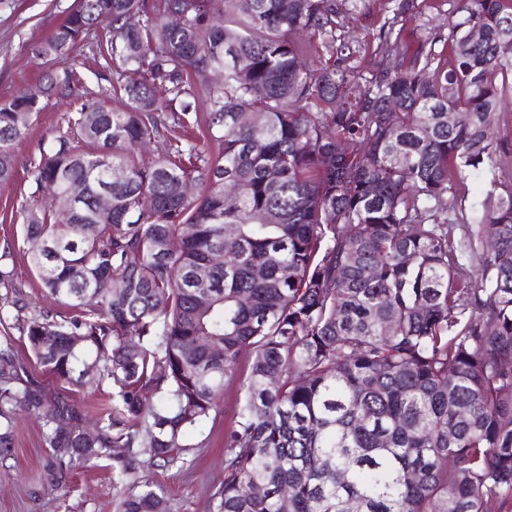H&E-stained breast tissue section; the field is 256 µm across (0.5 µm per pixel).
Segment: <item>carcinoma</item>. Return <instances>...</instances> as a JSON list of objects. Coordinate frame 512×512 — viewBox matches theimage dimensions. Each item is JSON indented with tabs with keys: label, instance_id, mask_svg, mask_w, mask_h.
Returning a JSON list of instances; mask_svg holds the SVG:
<instances>
[{
	"label": "carcinoma",
	"instance_id": "cac0c4a2",
	"mask_svg": "<svg viewBox=\"0 0 512 512\" xmlns=\"http://www.w3.org/2000/svg\"><path fill=\"white\" fill-rule=\"evenodd\" d=\"M363 2L79 0L33 46L49 62L100 27L112 83L90 99L77 68L48 69L41 97L0 100V184L45 103L69 105L21 214L42 287L75 312L21 317L8 244L0 323L58 380L84 383L94 357L112 408L86 433L68 397L20 383L7 336L0 459L23 411L44 421L50 483L108 457L119 512H168L134 475L186 463L187 434L238 377L218 512H512V186L488 182L468 279L448 232L457 184L512 153L494 127L512 0H456L448 34L414 47L398 23L419 4L391 0L365 75L336 38ZM200 124L218 153L188 136Z\"/></svg>",
	"mask_w": 512,
	"mask_h": 512
}]
</instances>
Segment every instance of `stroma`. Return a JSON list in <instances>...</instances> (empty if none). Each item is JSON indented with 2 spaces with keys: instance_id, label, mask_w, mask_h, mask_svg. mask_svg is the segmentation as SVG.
I'll list each match as a JSON object with an SVG mask.
<instances>
[{
  "instance_id": "1",
  "label": "stroma",
  "mask_w": 512,
  "mask_h": 512,
  "mask_svg": "<svg viewBox=\"0 0 512 512\" xmlns=\"http://www.w3.org/2000/svg\"><path fill=\"white\" fill-rule=\"evenodd\" d=\"M76 0H0V99L17 95L36 84L44 66L30 52L74 8ZM388 0H366L365 9L344 20L342 31L354 49V64L368 72L375 62V38L389 15ZM66 104L49 101L33 121L26 136L14 146L17 173L0 186V248L21 238L19 209L32 190L30 161L40 143L50 139ZM19 375L33 387L64 393L90 415L112 405V384L99 378L84 385L57 381L18 342ZM240 396L238 383L227 384L215 413L188 438L187 465L155 468L147 473L154 488L164 492L170 512H216L224 478V433L230 426ZM50 452L38 420L19 418L14 454L0 462V512H117L119 498L113 488L112 461L98 458L72 460L69 487L60 489L41 479Z\"/></svg>"
}]
</instances>
